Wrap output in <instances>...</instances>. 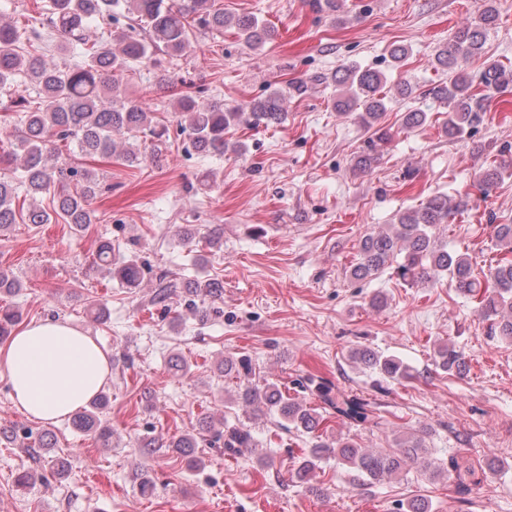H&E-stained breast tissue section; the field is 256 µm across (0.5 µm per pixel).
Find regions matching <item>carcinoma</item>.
I'll return each mask as SVG.
<instances>
[{
  "label": "carcinoma",
  "instance_id": "1",
  "mask_svg": "<svg viewBox=\"0 0 512 512\" xmlns=\"http://www.w3.org/2000/svg\"><path fill=\"white\" fill-rule=\"evenodd\" d=\"M310 6L335 20L343 0H310ZM122 17L128 23L113 40L88 45L93 25L118 23ZM497 19L495 0H479L478 21L456 32L451 47L434 57V67L451 75L448 84L431 89L433 97L448 102L444 132L449 137L475 133L485 119L484 101L512 85V69L491 63L479 76L483 94L478 95L474 93V80L463 68V63L482 53L487 34ZM47 27V36L38 31L22 33L14 23L0 18V90H11L16 77L24 74L35 86L37 96L34 107L24 96L11 101L21 154L3 153L0 164L9 166L18 158L22 174L16 181L0 176V234L16 224L38 226L57 218L78 231L85 230L92 224L91 201L101 192L96 165L114 158L128 166L144 162L145 157L137 150L119 148V140L139 133L160 139L164 130L159 128L155 113L135 101L120 98L119 76L132 65H157L159 51L171 56L193 52L191 32L195 28L222 33L224 28L233 27L244 45L253 50L263 48L273 36V29L257 16L226 13L216 0H50ZM53 48L79 61L59 67L47 60ZM327 79L338 90L336 111L360 113L361 123L372 132L367 152L356 161L357 167L368 170L378 159L377 147L388 138V133L378 128L387 110L383 95L387 76L379 69L351 63ZM304 87L305 81L300 79L288 83L286 90L271 87L252 101L231 107L222 102H200L186 92L177 99L176 111L185 121L181 129L196 152L222 154L232 129L240 124L279 123L285 117L286 96L296 95ZM57 141L73 144L87 164L58 165L54 161ZM21 190L32 198L53 194L51 210L35 205L26 211L16 208ZM466 207V202L453 203L448 195L439 193L428 197L419 207L399 213L392 232L370 233L361 240L350 276L364 280L391 265L400 279L413 285L445 276L456 289L479 300L481 314L490 321L492 333L512 339V224L493 225L491 247L500 251V257L480 278L474 274L467 254L439 243L441 227L464 213ZM93 266L123 287L136 288L143 279L146 263L136 258L115 257L112 243L103 241L95 252ZM21 288L22 281L11 270L0 268V297L12 296ZM222 289V282L217 279H194L185 286V293L191 296L188 306L195 310L197 303L221 295ZM19 322L20 313L15 307L0 304V340L11 336ZM350 358L384 380L399 382L412 377L401 360L382 356L368 347L352 349ZM434 365L453 375H462L467 370L464 354L449 345L438 347ZM217 370L236 379L237 399L251 419L273 415L281 428L311 437L310 453L295 470L300 483H308L319 464L331 458L348 467L352 481L361 487L381 484L403 472L437 478L448 471L444 460L427 446L429 429L425 426L396 435L391 446L382 450L364 448L348 438L339 437L334 442L324 438V428L330 419L365 425L373 420V409L370 402L355 394L332 393L317 375L297 382L318 400L312 406L290 397L286 387L256 381L247 355L226 356ZM108 401L107 393L100 392L74 417V426L98 440L108 441L111 430L100 417ZM199 430L211 434V443L223 445L226 451L255 447L252 430L244 423L226 425L221 430L210 417L204 416L199 421ZM199 444L197 435L184 434L167 445L146 438L139 448L147 455L156 448H173L193 470L201 466L194 456ZM396 512H432V504L417 494L396 503Z\"/></svg>",
  "mask_w": 512,
  "mask_h": 512
}]
</instances>
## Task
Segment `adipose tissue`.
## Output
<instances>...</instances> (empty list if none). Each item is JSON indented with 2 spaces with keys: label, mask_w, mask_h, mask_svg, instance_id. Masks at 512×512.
<instances>
[{
  "label": "adipose tissue",
  "mask_w": 512,
  "mask_h": 512,
  "mask_svg": "<svg viewBox=\"0 0 512 512\" xmlns=\"http://www.w3.org/2000/svg\"><path fill=\"white\" fill-rule=\"evenodd\" d=\"M109 354L61 319L31 322L0 348L16 409L54 424L85 407L110 377Z\"/></svg>",
  "instance_id": "ef3b65f1"
}]
</instances>
